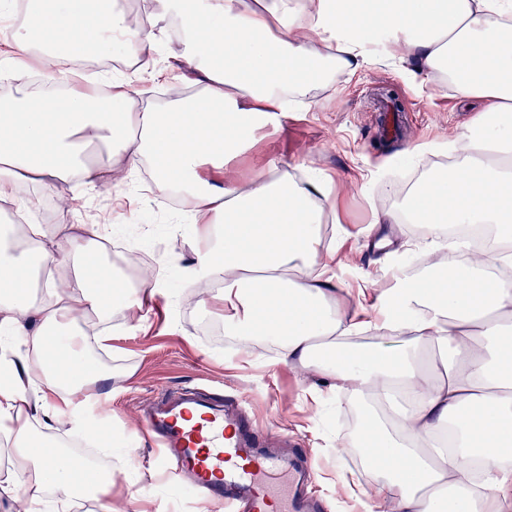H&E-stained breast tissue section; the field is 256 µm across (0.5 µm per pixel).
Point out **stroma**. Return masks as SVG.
<instances>
[{
  "label": "stroma",
  "instance_id": "35a3bbf8",
  "mask_svg": "<svg viewBox=\"0 0 512 512\" xmlns=\"http://www.w3.org/2000/svg\"><path fill=\"white\" fill-rule=\"evenodd\" d=\"M181 45L169 32H161L157 52L149 65L130 69L126 60L113 61V70L142 96L139 106L160 107L171 90H201L195 66L181 57ZM311 111L289 113L280 126L264 130L245 151L233 158L225 171L203 166L211 182L232 177L249 185L269 163L298 178L303 167L316 162L320 172L335 179V205L323 217V244L335 250L340 264L334 285L344 300L345 315L373 309L380 290L393 287V279L376 264L365 233L374 212L394 209L395 184L402 177L407 149L445 142L484 108L481 100H464L451 91L416 89L397 67L369 64L356 74L336 76L317 91ZM36 223L69 230L74 222L106 224L130 229L160 270L183 269L194 259L196 243L190 227L176 223L164 209L165 192L137 188L126 180L116 188L89 189L55 181L49 186L31 184L21 191ZM74 198L78 215L57 204L60 196ZM371 285L358 296L362 273ZM142 330L113 322L107 356L112 366L125 369L119 386L104 387L100 397L81 409L86 421L109 417L112 429V494L123 498L127 512H218L216 505L180 494L171 478L156 466L157 450L139 426L150 405L164 391L187 383L206 384L216 397L234 396L249 401L271 438L272 449L283 456L297 450L314 455L316 480L311 492L324 512H363L354 497L337 496L332 488L338 474L365 481L355 463L330 454L338 435L352 430L362 414L349 395L336 394L323 405L311 398L316 380L297 376L291 365L276 362L262 343L247 345L214 340L201 329L206 315L198 308L176 303L173 297L154 299ZM133 445L136 467L121 461L126 445Z\"/></svg>",
  "mask_w": 512,
  "mask_h": 512
}]
</instances>
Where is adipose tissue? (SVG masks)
<instances>
[{
    "label": "adipose tissue",
    "mask_w": 512,
    "mask_h": 512,
    "mask_svg": "<svg viewBox=\"0 0 512 512\" xmlns=\"http://www.w3.org/2000/svg\"><path fill=\"white\" fill-rule=\"evenodd\" d=\"M152 0L136 25L110 0H29L26 25L0 64L25 78L24 60L44 42L49 77L58 53L82 60L90 48L116 45L137 57L157 50L162 19L175 17L183 56L206 83L202 95H174L162 110L132 109L129 85L113 81V104L93 96L41 95L19 86L0 105V201L26 213L17 189L48 180L94 188L103 167L88 157L105 150L123 162L112 180L150 165L161 190L177 189L189 206L197 243L186 266L194 305L220 316L226 335L272 338L278 362L300 376L320 377L365 411L343 448L360 449L367 485L340 479L367 512H512V280L494 282L486 266L512 267V252L474 248L470 261L449 265L445 248L424 244L434 276L398 278L380 292L376 314L344 319L323 255L319 226L333 182L298 183L269 164L250 186L202 179L203 165L224 168L260 133L281 125L288 104L306 99L312 83L355 74L369 63L398 65L420 88L451 86L461 98L489 100L450 141L452 172L430 173L377 224L404 220L440 232L446 224H488L512 242V0ZM92 236L29 227L25 245L0 227V438L10 445L0 467L5 512H125L112 478H87L74 456L44 427L75 417L113 375L90 362L85 317L125 314L146 323V303L164 293L153 269L128 283ZM55 271L30 292L33 264ZM223 282L213 294L196 282ZM394 338L376 353L344 349L366 330Z\"/></svg>",
    "instance_id": "1"
}]
</instances>
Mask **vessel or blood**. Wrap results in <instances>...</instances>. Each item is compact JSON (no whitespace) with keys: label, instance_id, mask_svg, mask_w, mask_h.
Masks as SVG:
<instances>
[{"label":"vessel or blood","instance_id":"vessel-or-blood-1","mask_svg":"<svg viewBox=\"0 0 512 512\" xmlns=\"http://www.w3.org/2000/svg\"><path fill=\"white\" fill-rule=\"evenodd\" d=\"M144 429L158 443L162 464L221 512H319L305 494L311 478L306 459L264 448V429L240 403L186 387L163 394Z\"/></svg>","mask_w":512,"mask_h":512}]
</instances>
